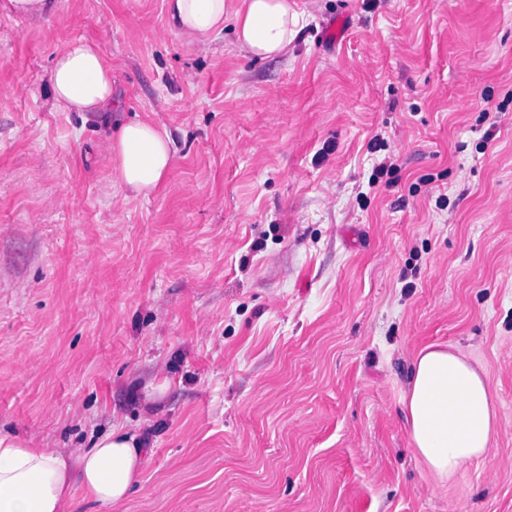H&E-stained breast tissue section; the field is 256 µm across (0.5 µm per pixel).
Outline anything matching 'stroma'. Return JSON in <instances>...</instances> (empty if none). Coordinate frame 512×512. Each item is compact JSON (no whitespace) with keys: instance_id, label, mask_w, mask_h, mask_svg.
I'll use <instances>...</instances> for the list:
<instances>
[{"instance_id":"stroma-1","label":"stroma","mask_w":512,"mask_h":512,"mask_svg":"<svg viewBox=\"0 0 512 512\" xmlns=\"http://www.w3.org/2000/svg\"><path fill=\"white\" fill-rule=\"evenodd\" d=\"M296 3L259 59L168 32L162 0H0V436L140 433L120 512H512V0ZM78 38L124 119L170 132L150 198L113 187L108 125L52 105ZM430 343L499 412L444 483L401 406ZM56 0H9V9L16 16L32 21L46 20L54 10Z\"/></svg>"}]
</instances>
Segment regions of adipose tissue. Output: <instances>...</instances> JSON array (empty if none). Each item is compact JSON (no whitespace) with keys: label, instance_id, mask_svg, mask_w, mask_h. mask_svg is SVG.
Wrapping results in <instances>:
<instances>
[{"label":"adipose tissue","instance_id":"ef3b65f1","mask_svg":"<svg viewBox=\"0 0 512 512\" xmlns=\"http://www.w3.org/2000/svg\"><path fill=\"white\" fill-rule=\"evenodd\" d=\"M169 31L209 45L232 23L247 57L284 54L301 25L292 0H163ZM53 105L115 125L109 163L125 197L157 192L173 167L166 127L124 120L112 97V66L99 45L76 39L50 69ZM413 451L439 480L465 464L485 462L499 432L497 404L484 366L461 350L424 346L413 357L402 398ZM148 460L137 433L112 430L89 448H25L0 437V512H75L76 504L113 512L130 494Z\"/></svg>","mask_w":512,"mask_h":512}]
</instances>
